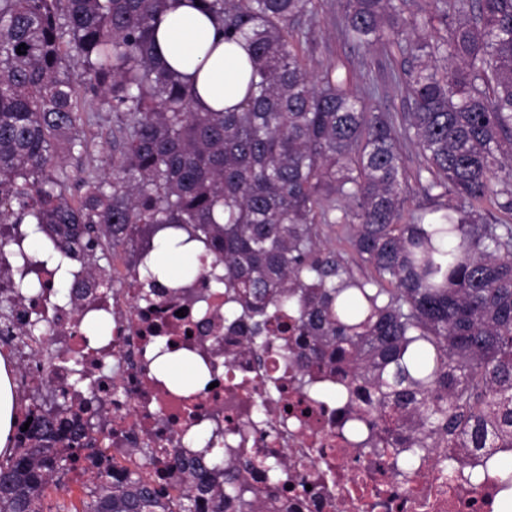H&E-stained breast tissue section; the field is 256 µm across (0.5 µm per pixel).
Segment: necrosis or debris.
<instances>
[{
  "label": "necrosis or debris",
  "mask_w": 512,
  "mask_h": 512,
  "mask_svg": "<svg viewBox=\"0 0 512 512\" xmlns=\"http://www.w3.org/2000/svg\"><path fill=\"white\" fill-rule=\"evenodd\" d=\"M194 282L174 288L149 284L142 272L149 253L141 238L116 247L104 266L78 260L70 287L58 298L55 268L36 267L39 291L16 298L0 316V356L11 369L17 417L30 397L50 388L67 393L64 410L81 421H104L107 450L123 461L126 448H243L255 457L288 461V493L274 491L261 471L249 480L265 512H501L512 493L494 477L475 482L472 468L487 469V453L458 452L463 467L444 480L435 466L440 448L417 458L406 474L393 466V448H358L336 432L335 405L304 402L295 368L274 343L256 357L224 322V264L208 254ZM42 320L48 339L26 332ZM194 357L208 370L209 387L186 395L153 371L160 350ZM86 387L69 389L71 358Z\"/></svg>",
  "instance_id": "obj_1"
}]
</instances>
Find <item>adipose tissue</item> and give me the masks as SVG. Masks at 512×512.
I'll list each match as a JSON object with an SVG mask.
<instances>
[{
    "label": "adipose tissue",
    "mask_w": 512,
    "mask_h": 512,
    "mask_svg": "<svg viewBox=\"0 0 512 512\" xmlns=\"http://www.w3.org/2000/svg\"><path fill=\"white\" fill-rule=\"evenodd\" d=\"M157 51L186 84L195 106L219 112L238 106L249 78L244 48L224 40L219 24L198 0H171L155 31Z\"/></svg>",
    "instance_id": "ef3b65f1"
}]
</instances>
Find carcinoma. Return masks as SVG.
<instances>
[{"label": "carcinoma", "mask_w": 512, "mask_h": 512, "mask_svg": "<svg viewBox=\"0 0 512 512\" xmlns=\"http://www.w3.org/2000/svg\"><path fill=\"white\" fill-rule=\"evenodd\" d=\"M201 3L224 40L249 46L234 112L198 111L158 60L169 0H0V224L28 225L42 239L33 258L47 261L139 235L154 280L166 275L161 241L203 239L224 262V319L260 357L293 314L306 349L285 359L308 386L336 374L337 401L367 388L370 437L393 424L401 466L444 442L512 448V0H426L419 12L344 0V40L386 54L360 84L330 58L310 71L325 0ZM400 83L407 111L382 108ZM90 103L117 117L110 176L76 179L73 201L58 159L89 153ZM412 183L425 201L411 208ZM54 406L0 457V512H44L84 450L94 488L56 512H263L252 457L226 468L220 454L173 448L186 475L176 492L148 474L149 448L133 468L88 435L59 448L74 420Z\"/></svg>", "instance_id": "1"}]
</instances>
